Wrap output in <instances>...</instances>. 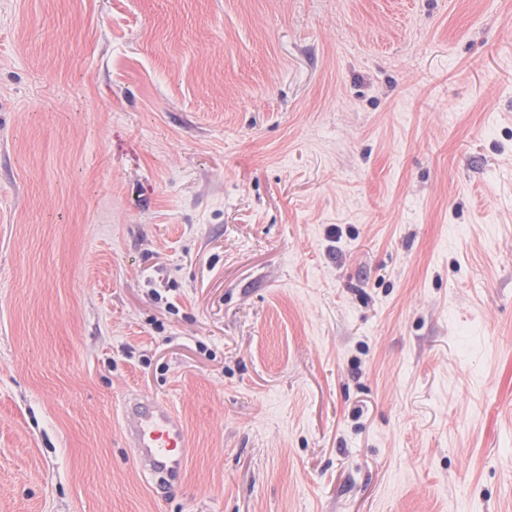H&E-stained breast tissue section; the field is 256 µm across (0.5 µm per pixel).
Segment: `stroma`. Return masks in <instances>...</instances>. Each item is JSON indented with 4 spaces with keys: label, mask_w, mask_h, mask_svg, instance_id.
<instances>
[{
    "label": "stroma",
    "mask_w": 512,
    "mask_h": 512,
    "mask_svg": "<svg viewBox=\"0 0 512 512\" xmlns=\"http://www.w3.org/2000/svg\"><path fill=\"white\" fill-rule=\"evenodd\" d=\"M0 512H512V0H0ZM122 414L125 440L142 474L150 480L180 476L190 447L179 417L142 394L125 399Z\"/></svg>",
    "instance_id": "35a3bbf8"
}]
</instances>
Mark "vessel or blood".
I'll return each instance as SVG.
<instances>
[{
  "mask_svg": "<svg viewBox=\"0 0 512 512\" xmlns=\"http://www.w3.org/2000/svg\"><path fill=\"white\" fill-rule=\"evenodd\" d=\"M122 414L125 440L142 474L151 480L180 476L189 441L179 417L141 394L124 400Z\"/></svg>",
  "mask_w": 512,
  "mask_h": 512,
  "instance_id": "b4317fda",
  "label": "vessel or blood"
}]
</instances>
